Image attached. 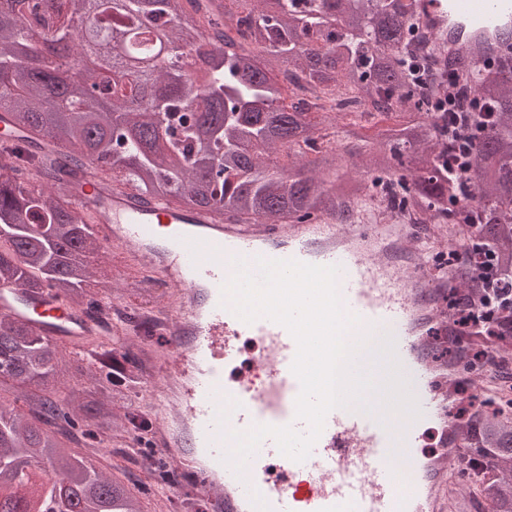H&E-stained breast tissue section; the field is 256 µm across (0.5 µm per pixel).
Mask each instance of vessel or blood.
Segmentation results:
<instances>
[{
    "mask_svg": "<svg viewBox=\"0 0 512 512\" xmlns=\"http://www.w3.org/2000/svg\"><path fill=\"white\" fill-rule=\"evenodd\" d=\"M424 20L435 42L471 64L512 53V0H424ZM76 205L90 210L102 245L121 247L137 269L177 291V307L160 345L142 355L141 381L153 399L148 445L180 468L210 512H448L459 487L454 464L464 454L448 389L458 371L438 358L424 332L447 336L445 289L424 280L409 244L414 226L379 220L340 224L325 215L308 224H221L209 210L162 201L142 202L125 187L109 194L96 183L78 184ZM167 227L158 240V227ZM296 260L340 269L338 284L348 311L373 331L389 330L401 366L410 369L417 419L389 415L386 423L358 411H331L310 456H283L265 438L244 476L224 461L222 430L259 424L293 426L300 383L291 370L297 345L289 331L265 318L245 323L221 304L234 259ZM0 313L28 322L51 341H78L92 324L67 306L19 284L0 287ZM248 335L264 346L259 375L224 381L235 341ZM226 422L220 408L229 401ZM442 428L438 458L419 454L420 430Z\"/></svg>",
    "mask_w": 512,
    "mask_h": 512,
    "instance_id": "vessel-or-blood-1",
    "label": "vessel or blood"
}]
</instances>
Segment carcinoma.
Returning <instances> with one entry per match:
<instances>
[{
	"label": "carcinoma",
	"instance_id": "1",
	"mask_svg": "<svg viewBox=\"0 0 512 512\" xmlns=\"http://www.w3.org/2000/svg\"><path fill=\"white\" fill-rule=\"evenodd\" d=\"M5 2L0 121L27 137L0 143V286L48 289L91 321L112 304L107 272L88 287L101 246L71 198L86 177L107 193L132 186L145 202L209 209L234 224L302 222L328 211L355 224L354 207L383 202L447 230L456 244L457 224H466L512 276V64L471 77L462 60H449L491 110L484 130L471 119L477 143L465 188L448 179L455 116L431 111L434 81L410 79L419 0H234L245 20L226 12L224 0ZM144 35L166 46L163 61L133 47ZM68 63L78 79L64 77ZM302 83L354 93L366 111L338 116L346 134L363 117L384 124L366 178L350 175L353 153L326 145L323 122L293 102ZM48 146L67 153L68 164L40 162ZM310 151L321 180L296 161ZM473 188L483 204L458 206ZM449 274L462 286L453 299L460 310L474 293L471 268ZM494 335L512 345V307ZM121 340L100 331L88 358L103 377L82 382L39 333L0 315V385L12 382L24 402L22 410L0 402V512H32L36 489L15 481L31 459L59 465L39 484L46 512H145L142 482L118 463L109 476L93 462L126 456L122 441L138 414L129 404L135 366ZM58 385L68 386L64 400L54 396ZM461 401L478 405L458 426L482 465L477 480L462 479L464 493L486 512H512V412L490 396ZM86 422L104 432L90 450Z\"/></svg>",
	"mask_w": 512,
	"mask_h": 512
}]
</instances>
